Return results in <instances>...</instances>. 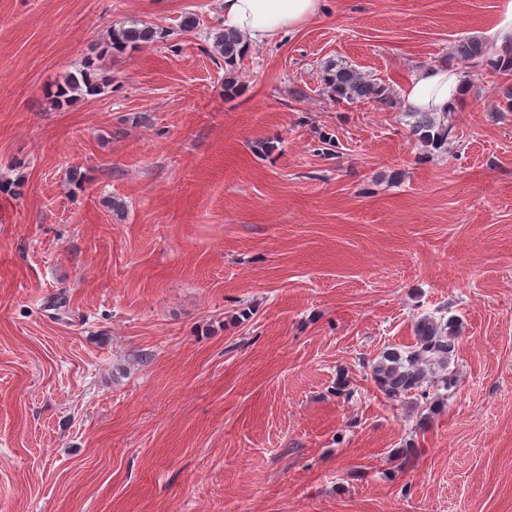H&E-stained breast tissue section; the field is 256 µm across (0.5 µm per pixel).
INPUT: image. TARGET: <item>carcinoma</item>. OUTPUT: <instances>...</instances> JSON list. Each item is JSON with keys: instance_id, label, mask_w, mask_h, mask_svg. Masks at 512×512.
Masks as SVG:
<instances>
[{"instance_id": "carcinoma-1", "label": "carcinoma", "mask_w": 512, "mask_h": 512, "mask_svg": "<svg viewBox=\"0 0 512 512\" xmlns=\"http://www.w3.org/2000/svg\"><path fill=\"white\" fill-rule=\"evenodd\" d=\"M153 25L132 21L127 25L114 27L108 31L110 48L118 53L134 50L155 43L160 38ZM244 36L233 29H220L213 36V48L224 57L227 66H234L245 56ZM455 56L464 64L474 67L484 66L494 75L512 76V49L494 51L487 42L476 37H465L457 41ZM325 89L336 100L350 103L363 102L390 106L394 104L393 93L388 86L340 64L329 65L323 77ZM86 90L95 91L86 71L80 76L72 75L65 85L57 90L56 98H66L68 94ZM415 122L411 125L414 140L429 151L444 152L448 145V128L437 122L432 112L414 113ZM458 331L447 321L437 322L424 318L416 325V344L407 351L387 349L373 365V378L386 398L399 401L408 396L422 400L430 399L425 387L426 367L431 364L446 366L456 349Z\"/></svg>"}]
</instances>
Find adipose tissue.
I'll use <instances>...</instances> for the list:
<instances>
[{"instance_id":"obj_1","label":"adipose tissue","mask_w":512,"mask_h":512,"mask_svg":"<svg viewBox=\"0 0 512 512\" xmlns=\"http://www.w3.org/2000/svg\"><path fill=\"white\" fill-rule=\"evenodd\" d=\"M320 0H224V25L239 30L248 45L274 43L314 17ZM465 84L452 65L423 67L404 87L406 108L442 114L465 99Z\"/></svg>"}]
</instances>
